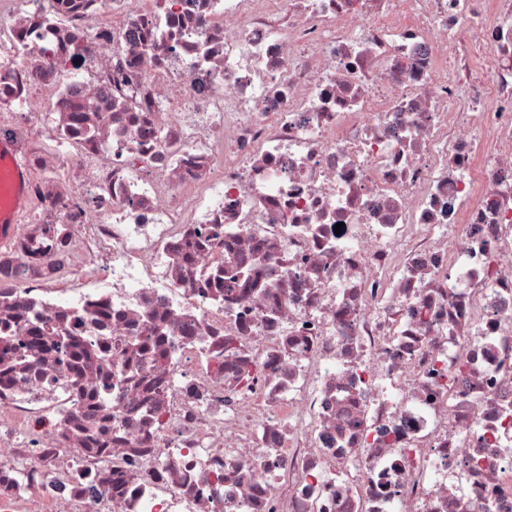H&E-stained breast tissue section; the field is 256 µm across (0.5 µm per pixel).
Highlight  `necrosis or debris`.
Instances as JSON below:
<instances>
[{"label": "necrosis or debris", "mask_w": 512, "mask_h": 512, "mask_svg": "<svg viewBox=\"0 0 512 512\" xmlns=\"http://www.w3.org/2000/svg\"><path fill=\"white\" fill-rule=\"evenodd\" d=\"M0 138V512H512V0H0Z\"/></svg>", "instance_id": "1"}]
</instances>
